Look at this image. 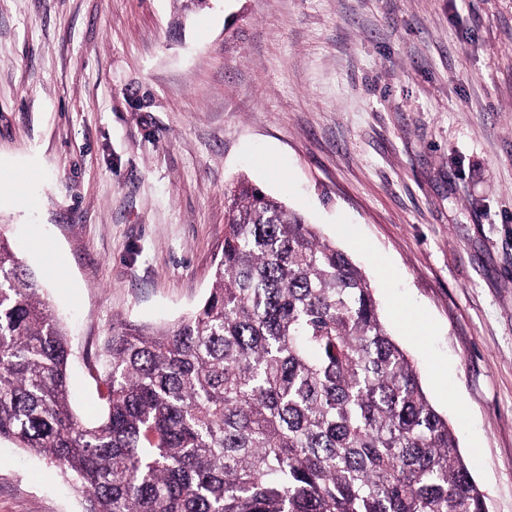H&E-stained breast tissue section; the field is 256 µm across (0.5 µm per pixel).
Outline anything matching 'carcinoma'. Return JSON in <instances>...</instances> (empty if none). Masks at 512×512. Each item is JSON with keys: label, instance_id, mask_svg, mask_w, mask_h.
Returning <instances> with one entry per match:
<instances>
[{"label": "carcinoma", "instance_id": "obj_1", "mask_svg": "<svg viewBox=\"0 0 512 512\" xmlns=\"http://www.w3.org/2000/svg\"><path fill=\"white\" fill-rule=\"evenodd\" d=\"M70 355L0 232V440L70 474L85 512H487L361 270L245 180L202 303L112 330L95 424Z\"/></svg>", "mask_w": 512, "mask_h": 512}]
</instances>
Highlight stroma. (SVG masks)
<instances>
[{
  "label": "stroma",
  "instance_id": "1",
  "mask_svg": "<svg viewBox=\"0 0 512 512\" xmlns=\"http://www.w3.org/2000/svg\"><path fill=\"white\" fill-rule=\"evenodd\" d=\"M0 231L100 416L112 327L208 295L248 178L350 255L488 512H512V0H0ZM0 442V512H84Z\"/></svg>",
  "mask_w": 512,
  "mask_h": 512
}]
</instances>
